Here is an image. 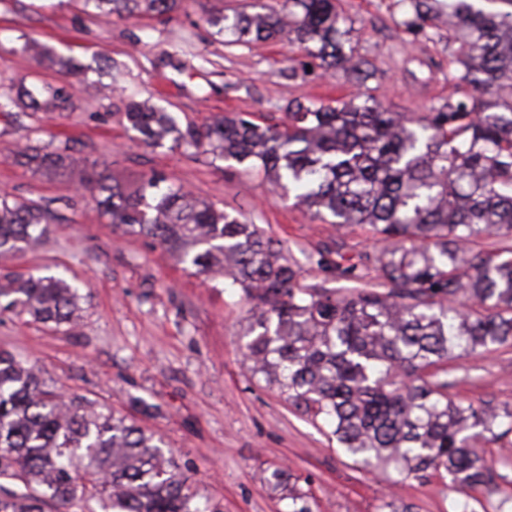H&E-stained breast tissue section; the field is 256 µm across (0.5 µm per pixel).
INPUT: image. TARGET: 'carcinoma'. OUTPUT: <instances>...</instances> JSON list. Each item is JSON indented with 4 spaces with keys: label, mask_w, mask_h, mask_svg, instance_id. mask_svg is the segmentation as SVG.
<instances>
[{
    "label": "carcinoma",
    "mask_w": 512,
    "mask_h": 512,
    "mask_svg": "<svg viewBox=\"0 0 512 512\" xmlns=\"http://www.w3.org/2000/svg\"><path fill=\"white\" fill-rule=\"evenodd\" d=\"M104 17L168 15L178 0H79ZM403 26L415 37L448 26L456 46V97L413 117L373 96L288 102L285 121L253 112L181 126L167 109L126 105L127 126L147 147L193 148L233 160L294 192L328 224L366 226L376 245L346 265L324 246L317 265L327 288L308 281L283 244L258 225L176 187L158 172L132 189L104 172L82 179L117 229L150 238L178 263L219 275L251 304L244 357L354 463L422 481L448 474L462 493L505 476L479 448L512 434V406L451 393L448 364L512 348V0L487 12L474 0H405ZM207 23L236 44L287 40L307 67L343 72L362 84L367 62L350 47L351 28L336 0H275ZM33 61L80 73L38 43ZM67 87L21 78L0 86V112L66 108ZM69 147L27 142L19 163L43 175L74 167ZM58 216L47 206L0 194V257L37 243ZM79 285L60 276L10 273L0 279L3 311L59 328L79 319ZM162 439L136 422L56 386L0 350V512H72L95 500L110 512H220L191 490ZM261 480L313 512L310 490L285 471Z\"/></svg>",
    "instance_id": "cac0c4a2"
}]
</instances>
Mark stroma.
I'll return each mask as SVG.
<instances>
[{
  "mask_svg": "<svg viewBox=\"0 0 512 512\" xmlns=\"http://www.w3.org/2000/svg\"><path fill=\"white\" fill-rule=\"evenodd\" d=\"M252 0H181L158 17L106 19L80 0H0V83L20 77L71 86V104L45 119L23 117V130L0 117V193L55 210L43 243L0 259V274L60 273L83 287L84 311L73 328L55 330L27 316L0 312V349L36 364L64 394L80 395L134 418L161 436L199 494L222 512H284L259 470L279 467L306 482L314 512H381L396 498L414 512H496L512 495L463 496L447 476L399 481L360 468L307 418L254 376L243 359L249 305L240 292L207 279L150 239L113 229L80 171L53 177L15 161L27 139L69 142L77 156L131 188L161 172L216 207L242 214L282 241L311 280L320 276L307 254L340 241L346 254L371 248L365 229L336 230L274 189L263 173L182 148H146L127 126L129 99L149 100L197 126L218 113L253 112L268 122L284 118L293 99L349 98L366 92L396 112L422 113L454 94L456 67L447 37L412 40L400 24L398 0H338L353 30L358 59L374 71L364 84L343 74L287 80L281 71L297 52L287 41L228 43L206 21L209 13L246 12ZM33 38L62 55L75 54L82 75L26 60ZM454 389L469 400L512 405V351L471 356L457 363ZM150 404L149 413L134 407Z\"/></svg>",
  "mask_w": 512,
  "mask_h": 512,
  "instance_id": "obj_1",
  "label": "stroma"
}]
</instances>
